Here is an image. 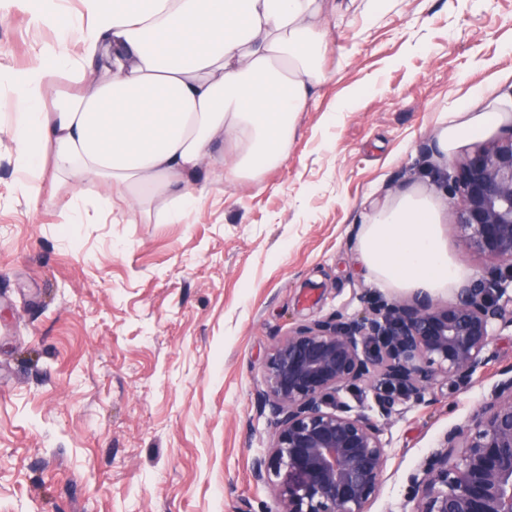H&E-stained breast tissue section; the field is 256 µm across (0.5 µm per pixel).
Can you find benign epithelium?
Instances as JSON below:
<instances>
[{
    "instance_id": "obj_1",
    "label": "benign epithelium",
    "mask_w": 512,
    "mask_h": 512,
    "mask_svg": "<svg viewBox=\"0 0 512 512\" xmlns=\"http://www.w3.org/2000/svg\"><path fill=\"white\" fill-rule=\"evenodd\" d=\"M446 182L459 197L460 246L490 261L485 275L448 302L375 301L366 291L362 314L300 324L267 355L258 399L275 434L251 475L279 478L278 512H368L389 460L384 427L403 400L472 379L495 337L512 330V128L477 145ZM368 387L375 413L341 402ZM410 482L412 506L401 512H512V375L444 434Z\"/></svg>"
}]
</instances>
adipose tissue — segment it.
<instances>
[{"label": "adipose tissue", "mask_w": 512, "mask_h": 512, "mask_svg": "<svg viewBox=\"0 0 512 512\" xmlns=\"http://www.w3.org/2000/svg\"><path fill=\"white\" fill-rule=\"evenodd\" d=\"M77 52L59 50L8 82L26 104L10 132L35 192L46 167L116 191L129 210L156 202L180 222L202 206L201 168L241 181L288 156L300 112L319 96L336 48L335 0H82ZM512 119V97L480 111L464 99L435 137L451 157ZM357 260L376 286L450 296L475 279L448 251L422 187L363 215Z\"/></svg>", "instance_id": "ef3b65f1"}]
</instances>
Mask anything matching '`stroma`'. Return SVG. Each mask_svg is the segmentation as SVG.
Listing matches in <instances>:
<instances>
[{"instance_id":"stroma-1","label":"stroma","mask_w":512,"mask_h":512,"mask_svg":"<svg viewBox=\"0 0 512 512\" xmlns=\"http://www.w3.org/2000/svg\"><path fill=\"white\" fill-rule=\"evenodd\" d=\"M345 0L318 99L287 160L256 180L212 182L183 223L157 207L120 221L42 179L22 193L9 128L22 100L0 83V512H277L251 476L275 432L257 393L271 348L299 324L363 309V213L415 187L456 220L434 151L445 113L473 91L512 94V0ZM80 0L32 23L0 0V75L44 48L77 51ZM512 366V334L487 368L406 400L370 512H400L409 474Z\"/></svg>"}]
</instances>
